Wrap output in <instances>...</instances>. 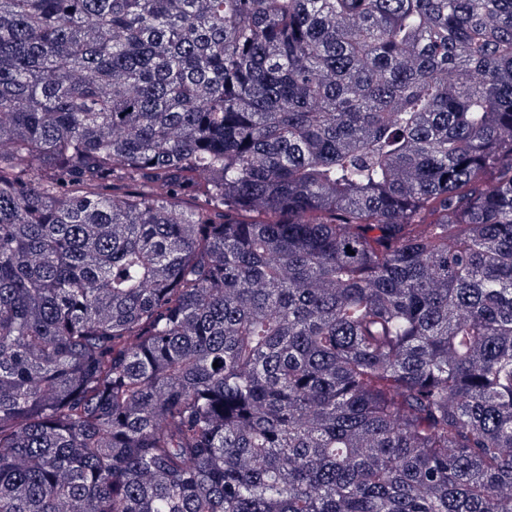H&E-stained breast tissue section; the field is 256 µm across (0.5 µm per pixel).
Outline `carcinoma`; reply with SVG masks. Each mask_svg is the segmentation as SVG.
Returning a JSON list of instances; mask_svg holds the SVG:
<instances>
[{
    "mask_svg": "<svg viewBox=\"0 0 512 512\" xmlns=\"http://www.w3.org/2000/svg\"><path fill=\"white\" fill-rule=\"evenodd\" d=\"M0 512H512V0H0Z\"/></svg>",
    "mask_w": 512,
    "mask_h": 512,
    "instance_id": "carcinoma-1",
    "label": "carcinoma"
}]
</instances>
